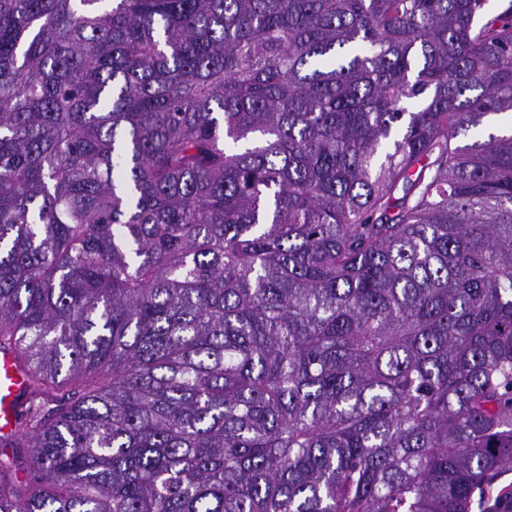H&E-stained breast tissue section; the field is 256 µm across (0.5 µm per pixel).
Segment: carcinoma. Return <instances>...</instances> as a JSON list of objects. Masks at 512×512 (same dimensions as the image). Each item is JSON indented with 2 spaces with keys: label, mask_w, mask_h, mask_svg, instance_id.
<instances>
[{
  "label": "carcinoma",
  "mask_w": 512,
  "mask_h": 512,
  "mask_svg": "<svg viewBox=\"0 0 512 512\" xmlns=\"http://www.w3.org/2000/svg\"><path fill=\"white\" fill-rule=\"evenodd\" d=\"M487 9L0 0V512H469L512 467ZM23 387L12 359L0 353V438L9 437L16 428V403Z\"/></svg>",
  "instance_id": "1"
}]
</instances>
